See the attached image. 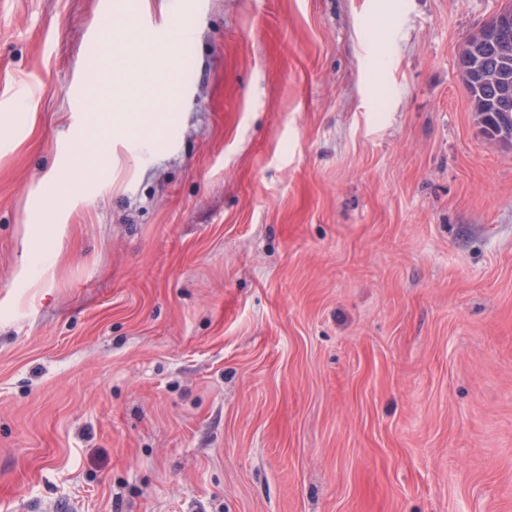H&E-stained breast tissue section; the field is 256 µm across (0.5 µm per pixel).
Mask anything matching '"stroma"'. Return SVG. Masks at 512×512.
<instances>
[{"instance_id":"35a3bbf8","label":"stroma","mask_w":512,"mask_h":512,"mask_svg":"<svg viewBox=\"0 0 512 512\" xmlns=\"http://www.w3.org/2000/svg\"><path fill=\"white\" fill-rule=\"evenodd\" d=\"M507 2L0 0V512H512V143L458 66ZM129 10L188 14L179 104L68 207ZM118 41H124L121 34L112 35V31L104 32L87 53L85 68L88 72L96 73L108 59H112L113 48ZM97 176V170L90 165H77L62 171L60 169L52 170L46 177V181L51 186H56L58 195L61 198L69 199L66 193H61L62 187L68 188L77 183H84Z\"/></svg>"}]
</instances>
